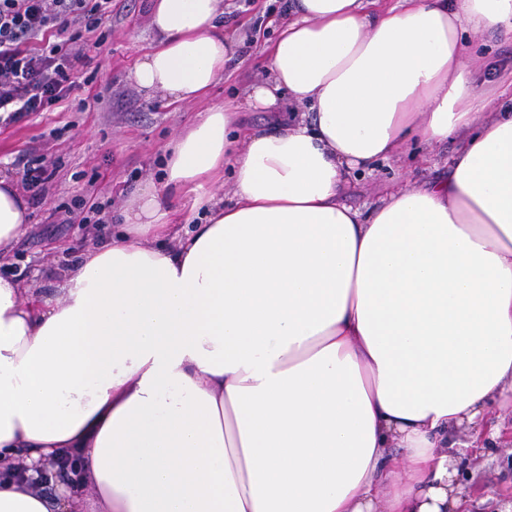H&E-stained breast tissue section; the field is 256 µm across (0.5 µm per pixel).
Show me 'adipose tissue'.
<instances>
[{"mask_svg":"<svg viewBox=\"0 0 512 512\" xmlns=\"http://www.w3.org/2000/svg\"><path fill=\"white\" fill-rule=\"evenodd\" d=\"M149 14L134 84L201 99L241 44L223 0ZM486 30L512 34V0H292L247 102L287 91L299 121L210 108L53 293L0 273V459L72 462L55 496L0 476V512H469L461 462L512 388V108L477 88ZM457 137L447 178L342 202L347 170ZM179 192L197 223L174 224ZM29 214L0 176V266ZM288 100V93L281 95L277 98V103L268 107L261 108H247L241 110V122L245 126L263 131H274L277 128V118L285 120L288 118L286 113H272V112H288L287 109L281 110L282 105ZM292 112V110H291ZM290 110L288 112L289 118L291 117Z\"/></svg>","mask_w":512,"mask_h":512,"instance_id":"obj_1","label":"adipose tissue"}]
</instances>
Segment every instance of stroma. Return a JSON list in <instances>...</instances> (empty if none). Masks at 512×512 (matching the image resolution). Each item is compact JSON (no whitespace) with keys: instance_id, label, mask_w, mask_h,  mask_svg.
<instances>
[{"instance_id":"1","label":"stroma","mask_w":512,"mask_h":512,"mask_svg":"<svg viewBox=\"0 0 512 512\" xmlns=\"http://www.w3.org/2000/svg\"><path fill=\"white\" fill-rule=\"evenodd\" d=\"M149 2L112 0V23L103 27L100 41L90 42L66 111L44 112L0 127L1 175L18 181L24 164L58 165L46 203L31 208V226L18 242L12 267L41 291L53 290L63 263L59 254L49 252V244H66L76 254L90 242L85 225L53 223L54 207L94 197L100 206V232L111 235L109 217L118 215L127 195L141 183L158 178L168 142L198 113L242 99L267 76L262 45L275 38L271 20L282 14L285 0H224L225 26L253 29L257 35L245 39L209 95L174 105L162 92H139L130 73L153 43ZM455 147L451 141L428 148L429 161L422 166L404 154L381 162L373 172L351 173L342 200L364 208L412 182L447 177V160ZM486 446L484 456L470 459L462 472L473 512H496L499 502L512 496V448L496 440Z\"/></svg>"}]
</instances>
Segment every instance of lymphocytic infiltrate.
Masks as SVG:
<instances>
[{
  "label": "lymphocytic infiltrate",
  "instance_id": "lymphocytic-infiltrate-1",
  "mask_svg": "<svg viewBox=\"0 0 512 512\" xmlns=\"http://www.w3.org/2000/svg\"><path fill=\"white\" fill-rule=\"evenodd\" d=\"M112 0H0V122L53 111Z\"/></svg>",
  "mask_w": 512,
  "mask_h": 512
}]
</instances>
